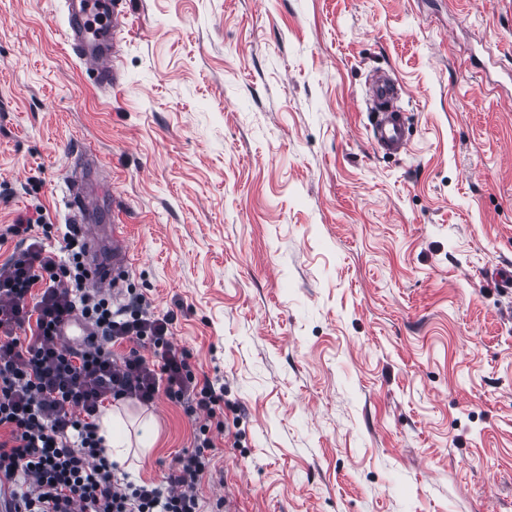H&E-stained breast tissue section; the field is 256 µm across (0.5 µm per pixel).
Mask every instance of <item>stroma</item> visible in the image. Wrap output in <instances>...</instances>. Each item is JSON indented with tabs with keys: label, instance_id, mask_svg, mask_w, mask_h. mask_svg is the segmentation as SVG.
<instances>
[{
	"label": "stroma",
	"instance_id": "35a3bbf8",
	"mask_svg": "<svg viewBox=\"0 0 512 512\" xmlns=\"http://www.w3.org/2000/svg\"><path fill=\"white\" fill-rule=\"evenodd\" d=\"M61 0H0V229L69 190L124 225L141 296L224 388L202 512H512V0H128L117 88ZM410 149L369 144L366 79ZM130 481L191 448L149 406Z\"/></svg>",
	"mask_w": 512,
	"mask_h": 512
}]
</instances>
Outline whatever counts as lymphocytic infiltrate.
<instances>
[{"label":"lymphocytic infiltrate","mask_w":512,"mask_h":512,"mask_svg":"<svg viewBox=\"0 0 512 512\" xmlns=\"http://www.w3.org/2000/svg\"><path fill=\"white\" fill-rule=\"evenodd\" d=\"M46 224L41 212L17 216L7 232L23 247L0 264V493L23 512H199L195 487L223 389L198 382L170 316L139 302L113 309L88 287L76 225L53 246L33 233ZM75 312L95 331L84 349L56 336ZM124 342L128 355L115 356ZM161 394L190 400L199 433L164 480L135 484L107 457L97 418L108 402L148 405Z\"/></svg>","instance_id":"obj_1"}]
</instances>
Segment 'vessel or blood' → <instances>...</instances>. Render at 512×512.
I'll return each mask as SVG.
<instances>
[{"label":"vessel or blood","instance_id":"1","mask_svg":"<svg viewBox=\"0 0 512 512\" xmlns=\"http://www.w3.org/2000/svg\"><path fill=\"white\" fill-rule=\"evenodd\" d=\"M127 0H66L67 20L61 33L67 47L86 67L94 80L104 86H116L118 47L124 40ZM367 96L374 107L370 141L385 154L407 152L409 138L405 116L397 107L398 88L386 75L372 77ZM74 223L79 224L84 238L96 237L89 222L95 203L88 194L74 192L69 198ZM112 252L96 259L88 268L93 287L104 290L115 286L132 263L131 247L124 227L110 225L108 230ZM92 332L90 326L70 316L58 326V334L68 345H86Z\"/></svg>","mask_w":512,"mask_h":512}]
</instances>
